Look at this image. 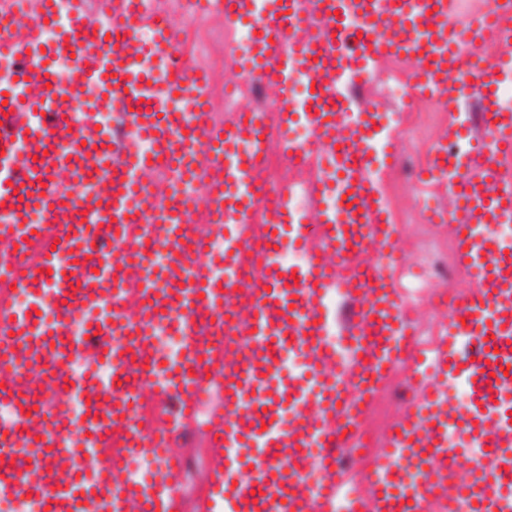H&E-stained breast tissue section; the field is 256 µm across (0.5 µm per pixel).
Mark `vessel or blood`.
I'll return each mask as SVG.
<instances>
[{"label": "vessel or blood", "instance_id": "obj_1", "mask_svg": "<svg viewBox=\"0 0 512 512\" xmlns=\"http://www.w3.org/2000/svg\"><path fill=\"white\" fill-rule=\"evenodd\" d=\"M226 21L251 24L246 61L275 92L279 122L240 112L217 126L203 110L206 73L176 57L171 25H153L152 47L115 44L109 25L136 31L150 23L144 0H114L111 23L91 17L84 0H45L40 22L58 27L49 48L0 89V277L31 303L0 304V499L39 495L45 512H181L183 463L169 451L193 419L196 372L224 370L223 407L213 418L210 485L200 512H329L342 473L335 451L359 405L395 363L418 353L404 297L390 269L402 251L375 176L399 162L396 139L375 151L377 108L340 90L364 87L377 63L395 56L415 65L418 95L458 109L471 83L481 88V120L492 154L462 159L434 146L424 173L449 183L457 263L472 287L443 307L444 335L417 380L413 402L391 426L374 469V512H429L452 498L458 512H512V108L500 92L512 78V0H501L494 27L473 18L472 43L495 38L493 60L455 46L448 0H219ZM366 34L344 46L351 21ZM65 54L72 73L50 64ZM307 90L295 98V76ZM102 84L98 109L120 113L150 154L127 152L75 109L77 90ZM316 135L331 178L306 191L309 223L287 224L285 200L266 181L269 137L286 140L296 121ZM213 162L201 200L224 234V276L185 254L191 231L183 196L139 198L157 170L191 176L198 151ZM80 194H73V186ZM347 204L345 216L329 196ZM46 221L30 223V210ZM316 240L309 259L289 267L283 236ZM70 255L68 265L58 252ZM343 307H328V289ZM91 309L81 331L76 308ZM225 318L227 339L204 353L194 321ZM183 336L178 355L159 353L156 323ZM345 351L327 339L330 325ZM301 367L285 372V359ZM80 359L109 370L100 383L66 369ZM137 372L159 400L179 398V423L164 436L145 428L113 387ZM467 409L448 394L457 381ZM156 466L153 479L125 477L127 460Z\"/></svg>", "mask_w": 512, "mask_h": 512}]
</instances>
